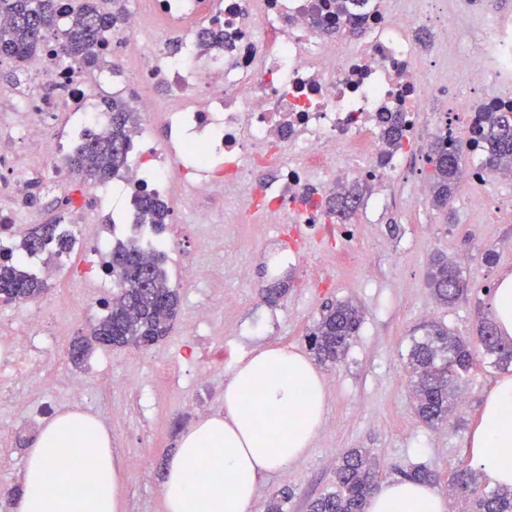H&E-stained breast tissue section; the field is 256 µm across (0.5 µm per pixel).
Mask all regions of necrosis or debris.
I'll return each mask as SVG.
<instances>
[{
	"mask_svg": "<svg viewBox=\"0 0 512 512\" xmlns=\"http://www.w3.org/2000/svg\"><path fill=\"white\" fill-rule=\"evenodd\" d=\"M468 4L489 27L461 33L445 0H139L106 44L122 58L128 95L166 88V139L153 143V120L144 116L113 185L145 187L163 202L177 185L200 196L233 193L242 211L284 229V238L269 240L271 278L308 261L310 236L321 253L350 264L360 258L353 230L329 214V200L364 183L374 193L360 206L384 203L382 187L405 173L422 139L430 99L446 96L461 108L445 123L464 131L474 156L462 179L478 187L484 207L512 209L478 134L484 112H512V12L497 0ZM152 19L179 31L180 43L147 37ZM423 28L435 42L416 54L413 37ZM440 66L444 82L426 83L424 74ZM103 81L66 59L59 37L48 38L27 61L21 87L40 119L17 135L37 141L59 168L63 138L51 121L63 112L81 118V131L98 130ZM393 124L402 127L395 146L385 135ZM265 168L277 177L255 183ZM43 321L42 308H32L20 334L0 337V401L18 411L36 397L11 380L43 382L48 354L35 342Z\"/></svg>",
	"mask_w": 512,
	"mask_h": 512,
	"instance_id": "necrosis-or-debris-1",
	"label": "necrosis or debris"
}]
</instances>
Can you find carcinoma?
I'll return each instance as SVG.
<instances>
[{"instance_id":"carcinoma-1","label":"carcinoma","mask_w":512,"mask_h":512,"mask_svg":"<svg viewBox=\"0 0 512 512\" xmlns=\"http://www.w3.org/2000/svg\"><path fill=\"white\" fill-rule=\"evenodd\" d=\"M1 14L7 17V24L0 26L1 58L26 60L40 51L46 33L61 25L64 53L85 67H94L100 63L97 48L118 27L126 11L124 0H112L110 12L101 10L96 0H82L78 10L64 14L58 12L56 0H0ZM102 112L103 131L83 135L66 159V168L94 183L109 181L125 165L130 150L127 129L137 121L127 102L115 97L105 101ZM484 120L486 163L495 167L502 159L512 158V116L491 111L484 113ZM429 163L433 167V202L446 207L460 171L454 141L438 139ZM135 201V223L161 232L168 216L165 206L144 189L135 194ZM50 247L61 252L68 249V239L59 233L57 224L38 225L19 244L20 250L30 255ZM107 272L118 292L104 303L106 312L91 328V340L81 342L78 354L70 357L75 364L83 362L95 344L147 351L168 334L177 318L179 294L169 284L162 255H148L133 241L119 242L112 247ZM429 285L444 305L455 304L469 292L458 263L452 260L433 263ZM47 290L48 283L29 271L23 257L0 261V300L25 303ZM362 321L361 309L350 301L326 306L307 336L316 360L338 364ZM479 353L495 370L512 368V341L504 339L487 316L482 318L473 343L435 324L425 326L423 335L410 337L407 367L417 411L424 421L433 426L449 422L452 408L461 398L459 379L470 371ZM334 476L335 489L312 499L308 512H366L370 497L380 487L376 457L364 448L350 449L339 459ZM451 484L467 500L465 512H512V488L480 489L468 468L457 470Z\"/></svg>"}]
</instances>
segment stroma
Wrapping results in <instances>:
<instances>
[{"mask_svg": "<svg viewBox=\"0 0 512 512\" xmlns=\"http://www.w3.org/2000/svg\"><path fill=\"white\" fill-rule=\"evenodd\" d=\"M22 66L0 62V157H10L27 183L17 194L9 178L0 172V209L11 211L17 222L29 226L57 220L127 219L126 196L113 188L110 206H102L91 187L66 178L65 187L50 189L48 165L37 143L17 139V124L33 120L30 112L18 111L15 88ZM393 203L366 226L361 243L363 264L339 268L327 265L330 285L312 287L306 268L281 275L286 293L275 303L259 294L271 279L266 268L268 225L257 217L239 213L233 199L220 195L187 199L177 194L171 206L182 218L180 247L200 263L233 269L248 267L249 277H226L223 290L236 300L234 308L215 311L213 321L191 328V319L212 299L210 284L182 287L180 269L167 267L172 287L178 288L180 310L169 335L146 353L121 348H95L81 364L67 358V348L88 335L103 312V297L85 298L79 284L67 276L50 283L42 298L51 318L55 361L53 377L43 392L53 413L72 410L73 402L57 378L80 374L88 393L103 415L101 424L110 432L112 451L123 461L138 460L140 472L132 473L122 490L123 512H164L161 475L179 434L199 417L222 409L223 377L255 348L281 343L307 352L306 334L325 304L352 301L361 306L364 320L351 341L344 360L321 367L328 395V410L313 446L287 468L271 473L258 486L253 512H265L267 499L276 491L289 490L292 497L285 512H307L308 501L333 488V472L343 452L367 448L381 462L380 478H403L411 468L423 465L435 472V488L447 494L453 472L468 465L469 433L481 411L483 398L500 376L486 363L462 380L466 390L448 424L433 427L415 411L407 350L411 335L423 324L436 322L456 335L474 338L479 318L491 310L486 295L501 274L512 273V217H493L473 208L474 189L459 182L452 204L439 210L429 198L414 199L406 184L396 180L387 187ZM496 250L495 263H486L487 250ZM459 260L463 278L472 292L453 306L438 304L427 285L431 261L437 256ZM223 337L229 358L218 369V384L197 383L199 370L214 365L215 337ZM195 357L179 359L184 347ZM166 359L173 368L168 378H158L155 363ZM119 376L125 391L103 390V380ZM44 423L8 406L0 405V436L11 446L0 447V488L19 485L25 451Z\"/></svg>", "mask_w": 512, "mask_h": 512, "instance_id": "1", "label": "stroma"}]
</instances>
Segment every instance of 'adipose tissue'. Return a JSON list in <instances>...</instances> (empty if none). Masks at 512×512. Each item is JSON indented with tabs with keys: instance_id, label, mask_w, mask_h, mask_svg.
Here are the masks:
<instances>
[{
	"instance_id": "adipose-tissue-1",
	"label": "adipose tissue",
	"mask_w": 512,
	"mask_h": 512,
	"mask_svg": "<svg viewBox=\"0 0 512 512\" xmlns=\"http://www.w3.org/2000/svg\"><path fill=\"white\" fill-rule=\"evenodd\" d=\"M327 407L324 379L305 354L259 346L225 379L223 412L179 435L162 479L166 512H253L261 478L312 447ZM468 455L488 486L512 487L511 374L486 392ZM64 457L72 469L61 467ZM129 477L101 423L80 411L61 414L27 450L17 512H122L119 488ZM367 512H448V502L431 485L392 480Z\"/></svg>"
}]
</instances>
